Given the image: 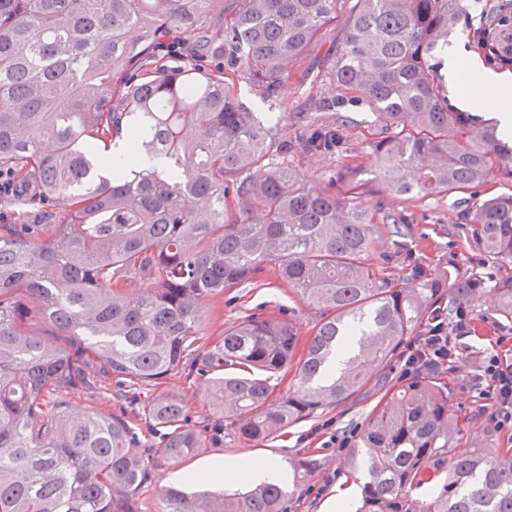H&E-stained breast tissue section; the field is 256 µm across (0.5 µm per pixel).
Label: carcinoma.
<instances>
[{"instance_id": "cac0c4a2", "label": "carcinoma", "mask_w": 512, "mask_h": 512, "mask_svg": "<svg viewBox=\"0 0 512 512\" xmlns=\"http://www.w3.org/2000/svg\"><path fill=\"white\" fill-rule=\"evenodd\" d=\"M339 0H0V170L40 217L0 224V512H138L160 462L210 443L183 394L149 393L178 374L213 390L211 414L248 441L275 436L357 394L424 311L448 319L484 292L480 275L421 265L392 272L406 218L359 200L377 180L407 202L469 191L512 164L498 128L448 108L429 60L462 24L492 61L512 32V0L471 23L466 0H356L341 45L322 59L336 91L360 94L389 135L379 174L343 192L308 185L288 164L307 150L341 156L338 127L275 137L236 96L224 67L266 98L336 19ZM183 38L195 63L157 65ZM134 137L125 161L113 164ZM278 155L279 160L272 159ZM457 226L482 261L512 262V196L489 197ZM274 271L322 309L296 358L291 320L251 314L200 344L208 305ZM512 320V277L499 282ZM295 368L296 388L270 400ZM115 398L116 413H75L71 397ZM163 432L139 451L138 426ZM448 386L432 374L402 386L360 437L366 478L357 512H512V454L448 447ZM288 491L263 483L232 495L162 491V512H287Z\"/></svg>"}]
</instances>
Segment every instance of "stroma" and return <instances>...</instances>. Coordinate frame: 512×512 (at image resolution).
I'll return each mask as SVG.
<instances>
[{"label":"stroma","mask_w":512,"mask_h":512,"mask_svg":"<svg viewBox=\"0 0 512 512\" xmlns=\"http://www.w3.org/2000/svg\"><path fill=\"white\" fill-rule=\"evenodd\" d=\"M229 80L234 85L235 93L255 111L269 110L280 116L278 131L282 139L292 141L298 137L301 128L297 119L306 112L316 113L324 124H344L348 148L346 156L294 155L292 164L305 181L313 183L332 178L336 181L337 189L341 190L355 166H362L367 172L374 170L376 157L373 144L381 125L366 100L338 98L327 74H319L312 80L293 76L288 95L270 104L262 101L259 92L248 80L234 74L230 75ZM318 96L335 98V106L321 112L315 111L313 101ZM361 200L371 209L384 205L386 210L405 215L409 222L406 237L408 248L395 258V274L409 276L410 266L415 262L436 275L447 272L451 267L465 274L482 271L487 292L470 308L475 325L486 333L512 334V323L496 313L498 297L495 293L499 280L512 276V265L500 270L478 268L476 252L456 235L464 204L475 201L472 194L452 193L409 203L389 197L383 193L379 183L373 182ZM281 311L293 319L299 333V344H307L311 329L319 319V311L299 300L271 272L265 273L260 280L225 292L224 308L214 320L204 324L202 341L208 345L214 344L226 328L250 314L275 315ZM473 364L474 359L469 356L436 372L437 378L450 388L448 418L457 426L451 446L458 453L472 448L512 451V440L488 428L478 415V405L466 387ZM401 385L397 363L392 360L379 372L377 381L369 383L348 402L320 409L313 417L268 440L247 441L240 438L232 426H225L204 451L184 462L159 467L152 482L140 493V510L160 512L162 490L178 484L179 472L207 460L224 457L245 461L275 458L281 461L286 468L283 483L289 493L288 512H341L342 507L354 505L358 497L355 480L361 472L348 463L350 449L324 447L322 436L315 434L314 429L325 420L332 419L337 427L361 434L374 409L386 402Z\"/></svg>","instance_id":"obj_1"}]
</instances>
